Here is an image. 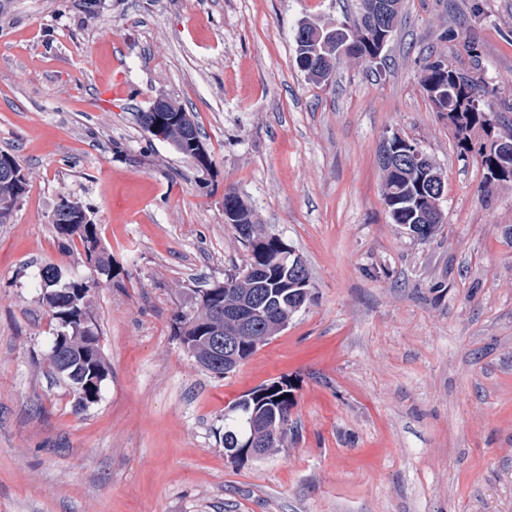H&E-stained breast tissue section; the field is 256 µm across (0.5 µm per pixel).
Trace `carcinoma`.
<instances>
[{"label":"carcinoma","instance_id":"1","mask_svg":"<svg viewBox=\"0 0 512 512\" xmlns=\"http://www.w3.org/2000/svg\"><path fill=\"white\" fill-rule=\"evenodd\" d=\"M372 0H360L359 18L351 32L349 56L366 63H377L390 41L401 16L402 0L384 19L382 32L366 33L365 22ZM295 61L315 82H327L334 71L337 49L315 53L309 40L295 32ZM421 85L433 109L446 113L457 155L466 160L481 159L483 188L497 182L512 183V127L503 129L499 116L486 109V90L475 73L454 68L440 55L429 53L422 59ZM170 123L165 142L178 154L198 160L196 150L202 142L198 124L189 112ZM422 160L412 158L404 167L384 168L383 200L391 223L406 227L420 238L433 235L443 223L441 207L419 182ZM28 176L19 161L0 152V224H8L27 192ZM224 210L233 215L238 241L249 252V263L222 283L193 292L192 308L174 314L175 336L200 366L212 375L234 371L257 350L288 327L294 315L310 296L307 268L295 274L293 263L298 254L279 238L266 234L253 211L236 189L224 191ZM62 251L68 254L81 244L85 263L112 280V257L101 245L93 212L82 202L63 192L58 196L51 217ZM38 286L42 303L55 321V335L65 337L59 349L50 351L51 368L66 382L75 406L84 408L96 402L108 376V365L100 348V336L93 315L91 292L98 281L67 275L57 265L40 271ZM264 395L254 391L239 396L224 414V453L237 442L250 439L261 445V455L286 447L293 424L280 436L271 429L291 417L295 395L286 380H273L260 386Z\"/></svg>","mask_w":512,"mask_h":512}]
</instances>
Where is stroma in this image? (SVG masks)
Listing matches in <instances>:
<instances>
[{
  "label": "stroma",
  "instance_id": "obj_1",
  "mask_svg": "<svg viewBox=\"0 0 512 512\" xmlns=\"http://www.w3.org/2000/svg\"><path fill=\"white\" fill-rule=\"evenodd\" d=\"M359 0H0V152L29 191L0 224V512H512V184L483 191L420 84L428 52L512 102V0H404L383 59L295 63L309 17ZM473 33L478 57L448 29ZM120 85L119 95L105 86ZM161 95L192 112L209 174L142 131ZM414 139L445 175L443 223L390 222L379 149ZM235 187L304 260L310 297L235 372L201 371L173 314L248 253L224 222ZM91 208L112 256L93 291L109 365L76 409L52 373L55 323L36 284L62 254L60 193ZM296 432L228 460L229 402L277 378ZM303 33L299 30L298 26L295 32L296 43V57L295 61L302 71H304L313 81L317 83L327 82L334 71L336 60L339 58L336 55L337 49L334 44L328 47V50L323 51L321 54L314 53L311 49L310 38L304 40ZM340 56H346V47L339 48L337 52ZM319 76L322 78L312 77Z\"/></svg>",
  "mask_w": 512,
  "mask_h": 512
}]
</instances>
